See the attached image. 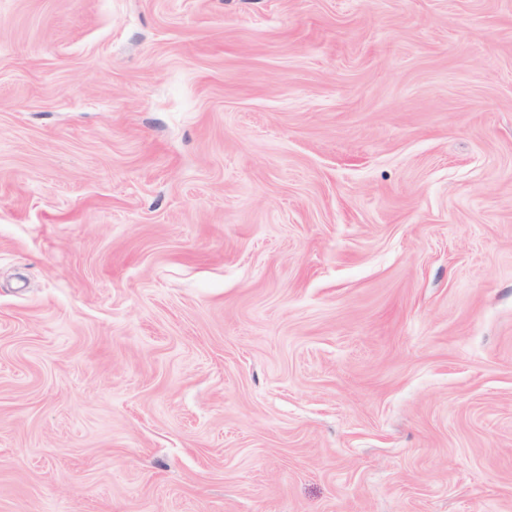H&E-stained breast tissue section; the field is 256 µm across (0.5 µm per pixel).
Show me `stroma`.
I'll list each match as a JSON object with an SVG mask.
<instances>
[{
	"mask_svg": "<svg viewBox=\"0 0 512 512\" xmlns=\"http://www.w3.org/2000/svg\"><path fill=\"white\" fill-rule=\"evenodd\" d=\"M0 512H512V0H0Z\"/></svg>",
	"mask_w": 512,
	"mask_h": 512,
	"instance_id": "obj_1",
	"label": "stroma"
}]
</instances>
